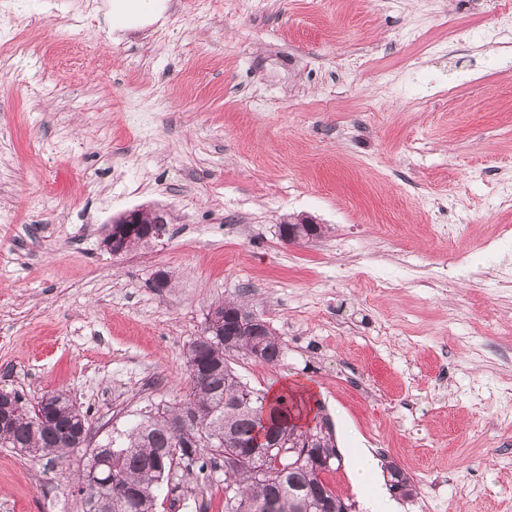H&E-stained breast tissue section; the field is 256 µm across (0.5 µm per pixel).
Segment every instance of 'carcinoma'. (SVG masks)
<instances>
[{
  "label": "carcinoma",
  "mask_w": 512,
  "mask_h": 512,
  "mask_svg": "<svg viewBox=\"0 0 512 512\" xmlns=\"http://www.w3.org/2000/svg\"><path fill=\"white\" fill-rule=\"evenodd\" d=\"M260 350L259 362L274 365L282 357L283 341L258 333L244 338L232 334L194 338L187 349L188 388L173 404H159L140 414L129 427L107 440L91 445L87 413L62 392L30 400L6 390L10 407L0 412V447L13 448L33 458L64 459L84 448L79 470L98 468L112 474V512H156L163 485L174 471L215 467L224 459V436L239 445L235 466L224 467L226 487L235 499H225L224 512H296L307 502L312 510L326 499L336 512H345L343 499L324 479L326 470L313 467L283 471L253 458L247 446L254 438L252 411L263 407L268 393L242 381L231 360ZM271 428L290 437L288 418L299 404L281 393L270 405ZM199 447L193 459H183L186 449Z\"/></svg>",
  "instance_id": "carcinoma-1"
}]
</instances>
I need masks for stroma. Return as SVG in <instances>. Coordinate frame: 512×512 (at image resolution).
I'll return each mask as SVG.
<instances>
[{"mask_svg": "<svg viewBox=\"0 0 512 512\" xmlns=\"http://www.w3.org/2000/svg\"><path fill=\"white\" fill-rule=\"evenodd\" d=\"M106 2L0 0V389L102 441L237 300L285 349L236 372L315 393L356 512L358 448L412 477L398 512H512V0H168L120 35ZM146 206L168 234L113 256ZM79 460L0 448V512H82ZM173 482L157 512H224L223 468ZM159 216V219H155L153 216H148L146 209H132L129 210L119 217L112 220L110 227L107 230L103 244L113 256L122 255L126 252L125 248V232L128 224H139L145 225L148 230V236L144 241L151 243L152 241L162 240L167 233V225L162 216L163 211L153 210ZM143 236L140 233L135 232L134 236L129 237L128 249L135 250L141 246H144ZM129 250V251H130ZM295 224L298 225L296 228L286 225L279 226V234H281V239L288 244H297L305 240H312L317 238L319 233L321 236L325 233L324 228L322 230V224H318L312 219H301ZM287 228L288 232L286 231Z\"/></svg>", "mask_w": 512, "mask_h": 512, "instance_id": "obj_1", "label": "stroma"}]
</instances>
